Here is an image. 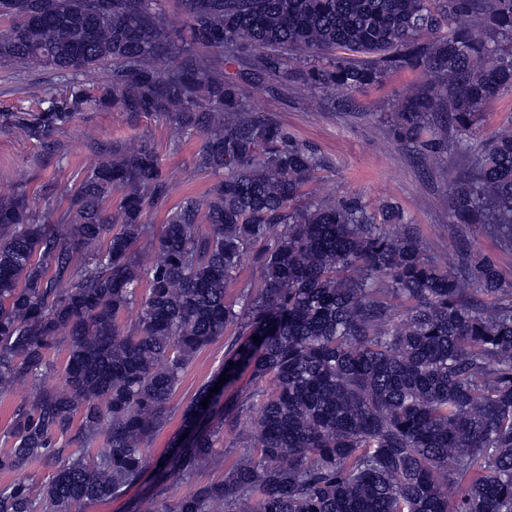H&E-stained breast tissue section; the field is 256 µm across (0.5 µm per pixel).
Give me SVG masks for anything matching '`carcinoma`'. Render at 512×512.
I'll return each mask as SVG.
<instances>
[{
    "instance_id": "obj_1",
    "label": "carcinoma",
    "mask_w": 512,
    "mask_h": 512,
    "mask_svg": "<svg viewBox=\"0 0 512 512\" xmlns=\"http://www.w3.org/2000/svg\"><path fill=\"white\" fill-rule=\"evenodd\" d=\"M180 6L175 37L151 0H0V65L73 84L9 113L10 128L41 143L88 109L172 113V139L200 136L195 168L220 177L140 250L146 207L171 191L140 140L87 169L61 212L0 183V385L31 390L0 471L54 467L38 498L24 481L0 487V512H77L138 483L181 373L229 326L224 372L248 378L220 420L191 429L167 479L210 466L244 419L250 453L165 512H512V281L468 249L427 256L389 202L371 212L307 195L321 157L224 75L231 51L257 84L308 60L306 84L348 96L389 70H422L397 138L439 175L445 150L463 156L451 216L512 247V124L473 141L481 105L512 87V47L500 43H512V0ZM250 253L259 285L235 305L226 285ZM134 306L124 330L118 317ZM61 339L67 360L49 384ZM211 388L186 422L210 413ZM71 432L79 447L57 446Z\"/></svg>"
}]
</instances>
